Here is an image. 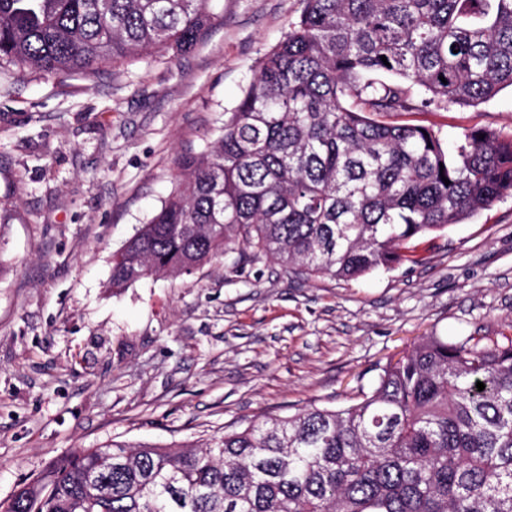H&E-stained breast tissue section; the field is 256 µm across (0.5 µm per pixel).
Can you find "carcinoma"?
Here are the masks:
<instances>
[{"instance_id":"1","label":"carcinoma","mask_w":512,"mask_h":512,"mask_svg":"<svg viewBox=\"0 0 512 512\" xmlns=\"http://www.w3.org/2000/svg\"><path fill=\"white\" fill-rule=\"evenodd\" d=\"M208 2L0 0V68L90 78L134 53L178 55L211 25ZM301 2L113 256L111 287L222 255L357 280L512 195V136L465 129L450 155L433 129L386 120L418 110V91L473 106L512 88V0ZM0 512H512V336H424L360 402L264 417L206 448L81 449Z\"/></svg>"}]
</instances>
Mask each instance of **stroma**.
Instances as JSON below:
<instances>
[{"label": "stroma", "instance_id": "35a3bbf8", "mask_svg": "<svg viewBox=\"0 0 512 512\" xmlns=\"http://www.w3.org/2000/svg\"><path fill=\"white\" fill-rule=\"evenodd\" d=\"M198 43L94 78L0 70V502L112 442L207 445L265 416L339 409L424 336H512V196L418 260L300 280L261 257L110 286L112 256L210 143L300 0H210ZM447 146L512 136V90L405 117Z\"/></svg>", "mask_w": 512, "mask_h": 512}]
</instances>
